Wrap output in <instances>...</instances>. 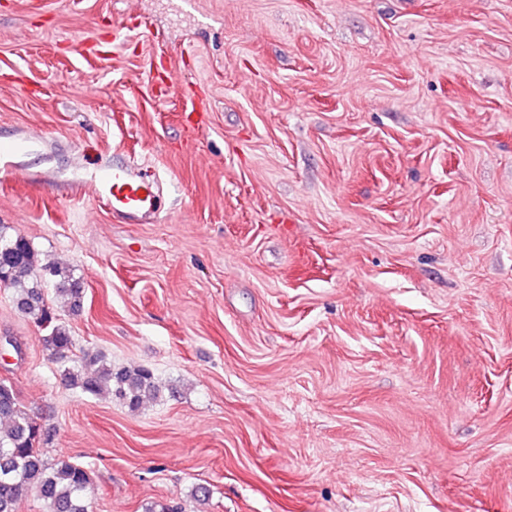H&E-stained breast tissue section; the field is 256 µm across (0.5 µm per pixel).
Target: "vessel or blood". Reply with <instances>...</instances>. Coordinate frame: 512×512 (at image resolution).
<instances>
[{"mask_svg": "<svg viewBox=\"0 0 512 512\" xmlns=\"http://www.w3.org/2000/svg\"><path fill=\"white\" fill-rule=\"evenodd\" d=\"M41 142V136L36 133L13 140L0 139V171L14 180L26 179V170L13 165L12 160ZM83 191L94 201L107 205L113 216L126 224L142 223L157 211L158 192L154 181L136 174L130 164L99 165Z\"/></svg>", "mask_w": 512, "mask_h": 512, "instance_id": "vessel-or-blood-1", "label": "vessel or blood"}]
</instances>
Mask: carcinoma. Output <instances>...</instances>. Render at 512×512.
<instances>
[{"label": "carcinoma", "instance_id": "cac0c4a2", "mask_svg": "<svg viewBox=\"0 0 512 512\" xmlns=\"http://www.w3.org/2000/svg\"><path fill=\"white\" fill-rule=\"evenodd\" d=\"M69 312L82 309L84 288L68 267L39 266L33 244L24 236L0 225V287L11 291L15 308L45 332V347L60 355L74 347L70 329L50 310L48 286ZM66 386L90 396L107 395L138 410L157 400L162 390L153 373L143 367L115 370L100 351L81 350L71 365H62ZM47 435L9 381L0 380V512H18L23 494L43 500L50 512H88L91 489L88 470L70 457L47 456Z\"/></svg>", "mask_w": 512, "mask_h": 512}]
</instances>
